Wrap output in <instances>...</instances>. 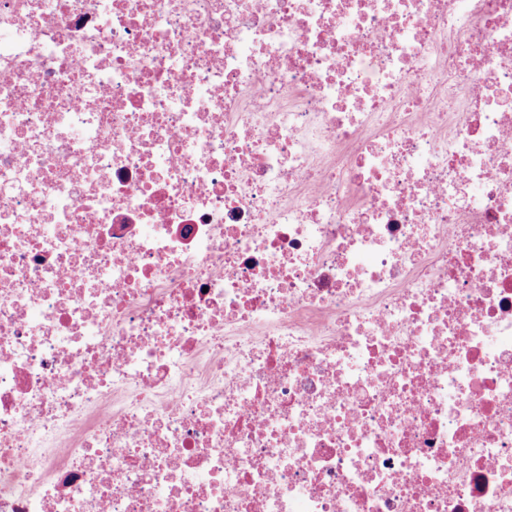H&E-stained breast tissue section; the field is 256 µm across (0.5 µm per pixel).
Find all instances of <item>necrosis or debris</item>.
Here are the masks:
<instances>
[{"label": "necrosis or debris", "instance_id": "necrosis-or-debris-1", "mask_svg": "<svg viewBox=\"0 0 512 512\" xmlns=\"http://www.w3.org/2000/svg\"><path fill=\"white\" fill-rule=\"evenodd\" d=\"M0 512H512V0H0Z\"/></svg>", "mask_w": 512, "mask_h": 512}]
</instances>
